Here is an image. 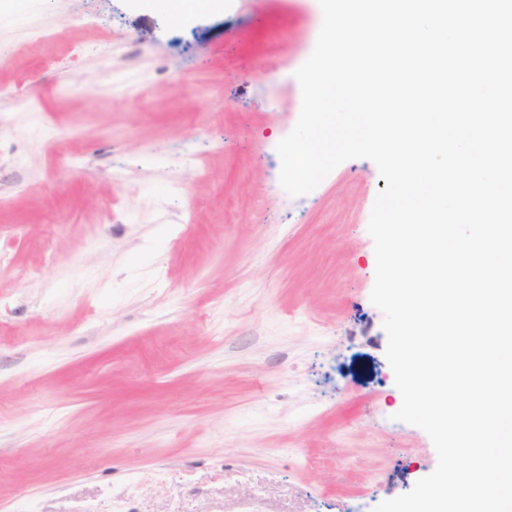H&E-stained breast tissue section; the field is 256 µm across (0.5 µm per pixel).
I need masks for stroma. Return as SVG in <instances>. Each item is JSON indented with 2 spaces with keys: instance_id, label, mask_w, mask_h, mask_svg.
<instances>
[{
  "instance_id": "1",
  "label": "stroma",
  "mask_w": 512,
  "mask_h": 512,
  "mask_svg": "<svg viewBox=\"0 0 512 512\" xmlns=\"http://www.w3.org/2000/svg\"><path fill=\"white\" fill-rule=\"evenodd\" d=\"M322 22L0 0V512H373L434 471L370 300L385 180L279 183Z\"/></svg>"
}]
</instances>
